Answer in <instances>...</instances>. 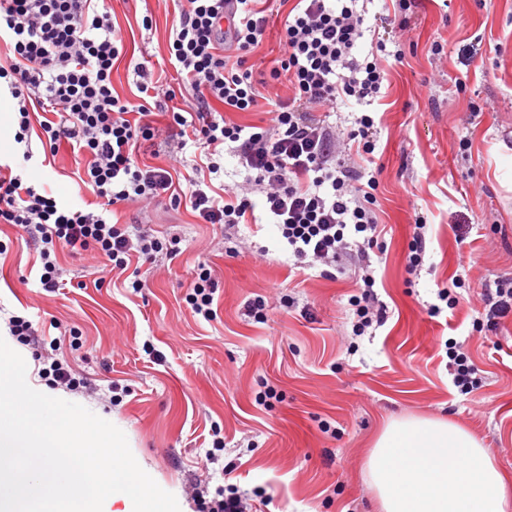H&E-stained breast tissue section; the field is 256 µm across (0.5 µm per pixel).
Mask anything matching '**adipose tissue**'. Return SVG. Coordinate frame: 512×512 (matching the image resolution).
Segmentation results:
<instances>
[{
    "mask_svg": "<svg viewBox=\"0 0 512 512\" xmlns=\"http://www.w3.org/2000/svg\"><path fill=\"white\" fill-rule=\"evenodd\" d=\"M366 468L376 512H512V478L473 432L447 419L387 422Z\"/></svg>",
    "mask_w": 512,
    "mask_h": 512,
    "instance_id": "1",
    "label": "adipose tissue"
}]
</instances>
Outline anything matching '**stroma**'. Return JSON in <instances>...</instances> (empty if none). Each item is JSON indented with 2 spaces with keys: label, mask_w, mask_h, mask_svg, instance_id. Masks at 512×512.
Wrapping results in <instances>:
<instances>
[{
  "label": "stroma",
  "mask_w": 512,
  "mask_h": 512,
  "mask_svg": "<svg viewBox=\"0 0 512 512\" xmlns=\"http://www.w3.org/2000/svg\"><path fill=\"white\" fill-rule=\"evenodd\" d=\"M124 50L112 66V91L139 105L134 62L167 55L171 0H109ZM381 20L389 87L372 110L381 127L375 154L386 252L376 289L389 318L353 336L348 300L354 272L330 279L289 269L274 227L241 224L234 254L216 251L219 225L167 205L117 209L121 224L179 240L176 258L157 254L133 291L103 274L104 260L57 252L66 288L37 278L39 251L22 228L0 224V327L32 321L43 360L30 379L46 383L51 361L81 388L52 396L81 404L121 429L141 468L174 494L181 512L237 487L250 512H375L365 459L381 425L404 417L447 418L476 433L512 475V317L487 331L481 289L512 275V192L494 177V150L512 145V0H417L410 37ZM151 16V29L142 26ZM442 43L441 55L430 46ZM402 51L395 62L393 51ZM469 139L468 151L459 148ZM24 174L37 187L87 207L94 195L76 172L86 158L63 150L45 159L39 139ZM427 220L429 249L407 271L414 215ZM218 282L214 320L193 316L185 296L200 261ZM459 279L460 302L432 318L439 285ZM270 304L264 322L245 314L256 296ZM454 339L472 356L483 383L461 394L445 354ZM278 393L257 404L264 386ZM224 440L212 447L214 437Z\"/></svg>",
  "instance_id": "1"
}]
</instances>
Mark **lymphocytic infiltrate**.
Instances as JSON below:
<instances>
[{"label":"lymphocytic infiltrate","mask_w":512,"mask_h":512,"mask_svg":"<svg viewBox=\"0 0 512 512\" xmlns=\"http://www.w3.org/2000/svg\"><path fill=\"white\" fill-rule=\"evenodd\" d=\"M167 63L174 81L163 82L144 62L136 63L137 88L145 103L128 106L112 92V63L122 38L98 0H0V41L10 50L0 80L18 101L14 138L23 143L33 126L31 106L47 117L40 125L44 151L61 145L87 156L80 177L97 199L93 210L62 204L50 192L26 184L12 164L0 165V224L37 233L42 244L39 283L52 291L64 281L53 254L93 252L110 270L125 272L132 261L156 253L177 256L173 247L144 230L114 223L118 206L168 202L189 206L204 224L232 228L247 222L276 227L294 267L325 266L337 273L364 270L358 294L349 299L354 335L384 325L386 303L369 276L372 250H383L376 214L380 166L373 153L380 129L364 112L342 128L323 115L356 102L381 98L386 72L377 56L386 43L377 37L359 0H295L281 20L279 67L260 76V48L269 17L259 0H176ZM366 59H358L363 37ZM288 83L281 98L274 82ZM224 111H217L216 103ZM266 104L264 126L245 127L227 112ZM176 133L180 146L203 151L188 190L176 188L172 166L141 163L142 144ZM355 145L366 162L354 169L336 154ZM230 152L250 177L246 189L217 193L212 184ZM218 284L208 263H199L186 296L193 314L216 318Z\"/></svg>","instance_id":"1"}]
</instances>
